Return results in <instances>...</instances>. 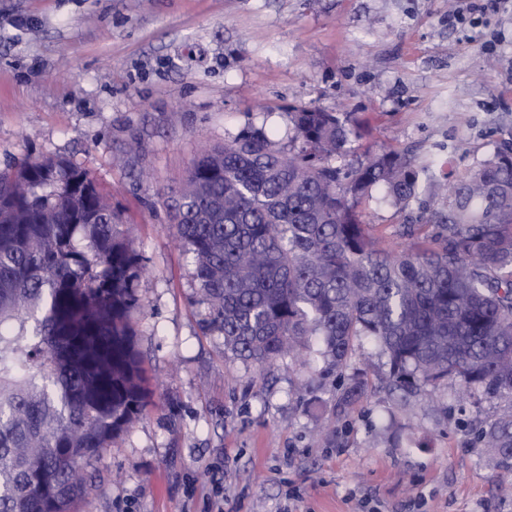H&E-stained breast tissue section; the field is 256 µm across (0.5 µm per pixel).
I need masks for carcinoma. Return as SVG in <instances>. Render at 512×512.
<instances>
[{"instance_id": "1", "label": "carcinoma", "mask_w": 512, "mask_h": 512, "mask_svg": "<svg viewBox=\"0 0 512 512\" xmlns=\"http://www.w3.org/2000/svg\"><path fill=\"white\" fill-rule=\"evenodd\" d=\"M288 116L286 144L248 126L204 150L169 204L202 333L260 366L315 340L329 371L367 336L404 397L450 381L512 396V142L451 180L444 207H420L422 223L400 236H424L396 249L358 203L379 188L406 210L425 167L391 149L337 166L361 124L320 109ZM142 269L87 169L54 158L0 169V512H73L86 464L143 414ZM363 395L351 380L340 411ZM477 440L512 471V413Z\"/></svg>"}]
</instances>
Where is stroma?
<instances>
[{
	"instance_id": "35a3bbf8",
	"label": "stroma",
	"mask_w": 512,
	"mask_h": 512,
	"mask_svg": "<svg viewBox=\"0 0 512 512\" xmlns=\"http://www.w3.org/2000/svg\"><path fill=\"white\" fill-rule=\"evenodd\" d=\"M460 0H0V169L63 158L86 168L133 226L145 272L135 314L151 392L139 423L86 470L79 512H512L473 432L512 397L453 385L398 403L387 358L354 344L263 369L203 335L192 257L167 204L192 160L243 128L279 142L290 108L354 114L356 158L413 151L461 177L512 139V0L449 24ZM385 235L407 213L373 190ZM365 395L338 398L352 378Z\"/></svg>"
}]
</instances>
